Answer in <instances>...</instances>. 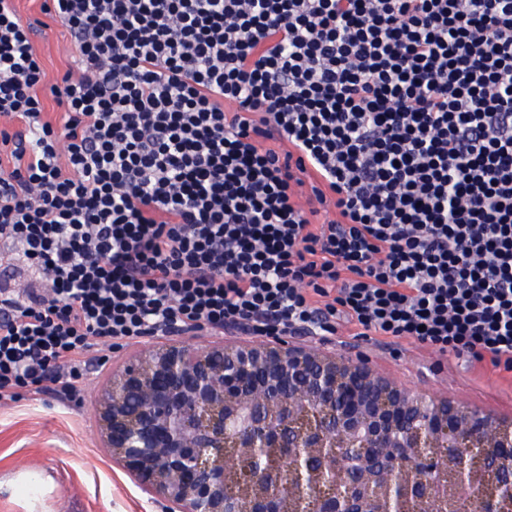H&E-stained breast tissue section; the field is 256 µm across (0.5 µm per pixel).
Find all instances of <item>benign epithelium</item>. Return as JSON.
Wrapping results in <instances>:
<instances>
[{
    "mask_svg": "<svg viewBox=\"0 0 512 512\" xmlns=\"http://www.w3.org/2000/svg\"><path fill=\"white\" fill-rule=\"evenodd\" d=\"M95 406L105 447L167 512H279L287 467L345 484L310 512H404L411 497L427 508L436 487L400 472L429 446L469 485L453 449H485L512 498L511 420L289 343L172 336L114 366ZM359 443L372 451L353 460Z\"/></svg>",
    "mask_w": 512,
    "mask_h": 512,
    "instance_id": "7a95c632",
    "label": "benign epithelium"
}]
</instances>
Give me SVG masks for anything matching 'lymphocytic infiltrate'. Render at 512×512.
<instances>
[{
	"label": "lymphocytic infiltrate",
	"mask_w": 512,
	"mask_h": 512,
	"mask_svg": "<svg viewBox=\"0 0 512 512\" xmlns=\"http://www.w3.org/2000/svg\"><path fill=\"white\" fill-rule=\"evenodd\" d=\"M42 10L80 69L48 78L0 0V244L32 274L0 286L1 404L204 329L347 324L512 371V0Z\"/></svg>",
	"instance_id": "obj_1"
}]
</instances>
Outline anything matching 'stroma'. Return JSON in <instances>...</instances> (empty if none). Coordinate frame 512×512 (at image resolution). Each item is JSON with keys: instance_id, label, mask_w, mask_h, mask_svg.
<instances>
[{"instance_id": "stroma-1", "label": "stroma", "mask_w": 512, "mask_h": 512, "mask_svg": "<svg viewBox=\"0 0 512 512\" xmlns=\"http://www.w3.org/2000/svg\"><path fill=\"white\" fill-rule=\"evenodd\" d=\"M15 6L36 28L33 47L48 75L76 68L74 39L61 22L41 12V0H16ZM294 342L366 360L380 376L512 420V373L490 363L445 359L411 343L395 355L389 340H366L347 326L328 342L315 336H298ZM107 373V367H90L76 401L47 393L0 405V512H162L100 436L92 397ZM21 472L51 479L50 492L30 500L25 487L12 484Z\"/></svg>"}]
</instances>
